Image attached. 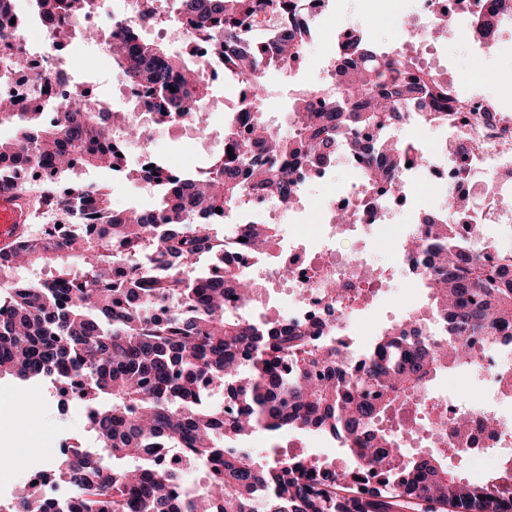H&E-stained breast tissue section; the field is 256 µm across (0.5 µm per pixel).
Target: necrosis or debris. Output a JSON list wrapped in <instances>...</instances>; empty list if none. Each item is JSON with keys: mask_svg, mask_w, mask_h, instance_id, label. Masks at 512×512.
Masks as SVG:
<instances>
[{"mask_svg": "<svg viewBox=\"0 0 512 512\" xmlns=\"http://www.w3.org/2000/svg\"><path fill=\"white\" fill-rule=\"evenodd\" d=\"M415 23L412 36L419 44H427L433 34L436 19L444 8H451L458 16L457 30L468 39L475 63H482L500 53L508 42L504 38H481L471 33L473 7L462 0H415ZM143 0H112V14L107 25H100L96 11L82 14L68 13L42 22L26 15H18L13 37L6 53L23 56L27 65L21 70L0 73V96L16 99L19 107L42 112L45 120H55L63 111L66 99L84 95L83 85L72 77L65 55L59 51L66 36L77 35L91 28L102 29L104 36L98 42V52L84 63L87 70L97 69L101 61L111 56L112 35L118 26L141 21ZM153 25L171 28L176 41L189 51L204 56L206 75L216 79L224 73L220 54L206 53V41L187 20L177 26L167 24L164 15L152 16ZM454 100L448 118L440 123L437 139L422 144L430 162H412L404 168V179L415 188L429 186L466 194L471 200L467 217L458 231L462 239H470L475 228L502 218L503 197L512 194V112L496 105L478 82L465 77L455 78ZM119 93L128 110L142 117L144 126L164 127L179 125L173 113L156 112L146 88L120 85ZM464 140L469 144L465 154H452L449 144ZM406 195L382 188L366 192L363 179L352 182L350 190L326 199L318 208L313 227L294 233L295 245L288 250L287 278H274L272 288L281 298V322L291 328H304L316 323L321 327L319 340L329 347L361 359L371 350L370 345L356 344L347 332V324L340 318L343 308H355L379 314L391 299L390 290L376 287V272L368 261L351 263L340 258L331 248L340 235H366L371 245L392 254L395 267L406 278H414V262L403 251L406 239L420 236L422 225L390 223L389 214L402 207ZM338 284L335 294H327L325 281ZM472 373L479 382L481 398L463 405L445 398L434 406L442 423L448 427L446 441L449 447L462 451L471 463L486 462L497 457L512 456V339L503 338L499 347H479ZM467 416L469 426L465 437L452 433L451 427L459 416ZM496 417L497 426H489L487 417Z\"/></svg>", "mask_w": 512, "mask_h": 512, "instance_id": "4bbe7bcc", "label": "necrosis or debris"}]
</instances>
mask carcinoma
Wrapping results in <instances>:
<instances>
[{"label": "carcinoma", "mask_w": 512, "mask_h": 512, "mask_svg": "<svg viewBox=\"0 0 512 512\" xmlns=\"http://www.w3.org/2000/svg\"><path fill=\"white\" fill-rule=\"evenodd\" d=\"M46 18L60 10L78 12L92 0H32ZM176 10L224 55V63L246 84L243 107L253 120L234 130L226 124L231 152L209 166L211 176L186 174L164 180L157 172L156 202L150 209L116 210L108 194L80 183L62 195L53 180H0V190L24 197L50 217L38 236L22 234L0 249V285L9 312L0 316V376L21 381L84 376L81 390L87 423L100 442L96 453L78 445L60 455L52 470L72 491L68 512H512V460L500 462L481 482L464 480L448 468V448L418 455L401 447L406 434L383 427L411 403L423 413L429 386L449 370L469 368L476 356L468 338L494 346L512 328V254L496 262L476 255L474 243L459 241L456 226L466 203L444 197L427 239L413 240L421 283L432 310L448 328L436 341L417 326L400 323L382 330L363 360L315 344L320 328L288 329L278 320H255L248 305L257 294L236 260L216 243L223 224L210 216L242 207L251 192L291 201L299 176L313 177L347 149L364 163L368 188L399 185V165L374 164L380 151L403 156L411 146L384 139L388 129L414 110L429 124L447 118L448 80L421 64L419 53L386 51L350 37L336 58L332 78L314 88L292 90L296 112L287 135L264 118L263 79L285 71L303 53L307 25L291 20L273 50L238 49L242 31L277 11L282 0H174ZM473 34L501 33L507 0H475ZM16 0H0V44L12 33ZM112 44V64L128 83L148 87L158 111L177 112L195 125L209 82L185 57L123 27ZM0 118L20 123L14 139L0 140V163H26L52 171L79 159L134 178L117 156L115 135L98 126L91 99L72 98L67 111L46 124L39 112ZM118 134L140 130L134 117L112 115ZM83 222L105 225L97 238L57 237L52 228ZM239 251L276 261L283 273L276 224L238 227ZM22 260L55 268L43 281L10 276ZM114 262L129 264L112 278ZM406 350L396 361L388 353ZM219 385L231 408L207 407L205 393ZM263 429L277 439L289 431L338 435L355 446L347 464L328 459L269 456L263 460L229 444ZM180 448L187 462L210 469L208 480L189 484L156 467L155 454ZM0 512H50L33 486Z\"/></svg>", "instance_id": "1"}]
</instances>
